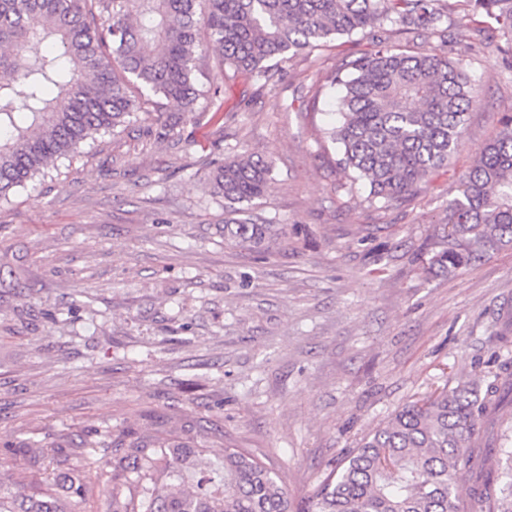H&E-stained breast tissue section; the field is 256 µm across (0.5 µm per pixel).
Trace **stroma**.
Returning a JSON list of instances; mask_svg holds the SVG:
<instances>
[{"mask_svg": "<svg viewBox=\"0 0 512 512\" xmlns=\"http://www.w3.org/2000/svg\"><path fill=\"white\" fill-rule=\"evenodd\" d=\"M378 38H338L263 85L225 80L219 108L165 137L145 103L0 209V250L29 288L0 293V445L191 425L205 460L229 441L250 449L304 506L396 409L480 377L512 299V248L449 276L428 263L461 176L512 114V66L471 29L417 37L465 60L482 103L447 166L385 208L342 178L322 136L339 88L311 89ZM243 150L273 166L255 211L287 226V244L224 243L203 175Z\"/></svg>", "mask_w": 512, "mask_h": 512, "instance_id": "1", "label": "stroma"}]
</instances>
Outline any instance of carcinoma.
<instances>
[{"mask_svg": "<svg viewBox=\"0 0 512 512\" xmlns=\"http://www.w3.org/2000/svg\"><path fill=\"white\" fill-rule=\"evenodd\" d=\"M462 19L504 42L512 58V0H463ZM449 0H0V204L36 186L58 162L86 154L97 138L131 122L156 96L194 112L211 87L193 76L216 50L232 76L268 80L267 63L338 36L382 29L448 33ZM337 86L339 124L324 137L339 169L385 205L414 190L461 145L478 89L463 60L412 52L387 39L327 78ZM271 164L246 151L209 162L204 180L223 201L224 242L249 249L288 241V228L254 216ZM428 272L451 275L512 247V115L463 175L435 230ZM512 402V358L484 379L406 403L332 470L307 512H464L456 478L471 473V512H512V434L497 414ZM100 440L40 455L22 441L0 463H25L0 484V512H64L89 488L85 449L101 448L99 476L124 478L112 512H294L279 476L245 448L196 467L204 442L180 434L97 432ZM118 448L110 458L106 451ZM504 463L497 474L486 462ZM112 471H107V468Z\"/></svg>", "mask_w": 512, "mask_h": 512, "instance_id": "obj_1", "label": "carcinoma"}]
</instances>
